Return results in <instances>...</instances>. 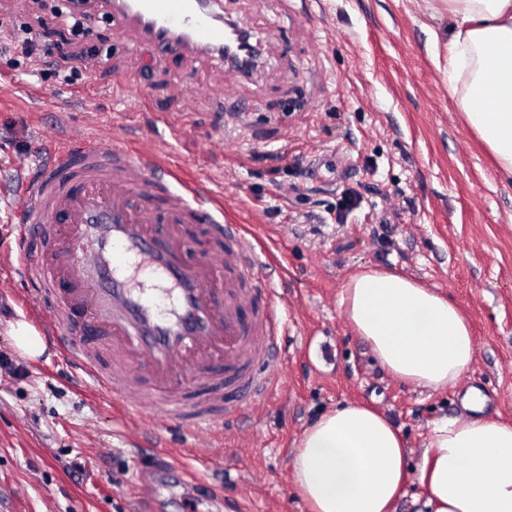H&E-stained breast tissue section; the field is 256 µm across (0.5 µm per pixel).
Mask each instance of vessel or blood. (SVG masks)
<instances>
[{
  "label": "vessel or blood",
  "instance_id": "1",
  "mask_svg": "<svg viewBox=\"0 0 512 512\" xmlns=\"http://www.w3.org/2000/svg\"><path fill=\"white\" fill-rule=\"evenodd\" d=\"M218 0H113L122 31L158 46L223 52ZM17 270L41 290L25 299L61 358L87 376L120 418L151 411L196 438L242 414L274 384L277 315L255 297L271 254L224 215V202L168 161L167 144L130 147L83 130L39 165L15 212ZM65 225L42 260L35 239ZM212 250L187 260L185 227ZM60 291L47 304L44 289Z\"/></svg>",
  "mask_w": 512,
  "mask_h": 512
}]
</instances>
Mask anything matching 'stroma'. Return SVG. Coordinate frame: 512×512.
<instances>
[{"instance_id":"obj_1","label":"stroma","mask_w":512,"mask_h":512,"mask_svg":"<svg viewBox=\"0 0 512 512\" xmlns=\"http://www.w3.org/2000/svg\"><path fill=\"white\" fill-rule=\"evenodd\" d=\"M262 56L239 76L213 54L134 42L109 0L84 7L72 41L66 0H0V255L13 253L18 191L60 138L96 124L127 141L170 136L174 161L205 178L224 210L282 259L271 294L286 325L277 383L216 431L200 478L166 471L179 434L119 425L80 371L46 349L22 359L11 323L26 281L0 271V512H307L290 480L301 432L353 402L385 414L417 466L432 424L462 413L472 387L512 421V181L448 95L446 0H222ZM31 27L80 79L32 65L9 35ZM223 140L224 152L209 144ZM396 273L455 302L477 356L430 392L377 363L340 307L365 269Z\"/></svg>"}]
</instances>
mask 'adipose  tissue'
Masks as SVG:
<instances>
[{
	"mask_svg": "<svg viewBox=\"0 0 512 512\" xmlns=\"http://www.w3.org/2000/svg\"><path fill=\"white\" fill-rule=\"evenodd\" d=\"M448 13V92L500 176L512 179V0H448ZM340 304L376 361L412 386L448 388L475 361L458 306L407 278L363 271L349 279ZM485 402L469 391L463 415L435 422L413 474L387 417L359 405L324 413L295 445L293 489L310 512H394L413 475L429 512H512V422L485 416Z\"/></svg>",
	"mask_w": 512,
	"mask_h": 512,
	"instance_id": "1",
	"label": "adipose tissue"
}]
</instances>
